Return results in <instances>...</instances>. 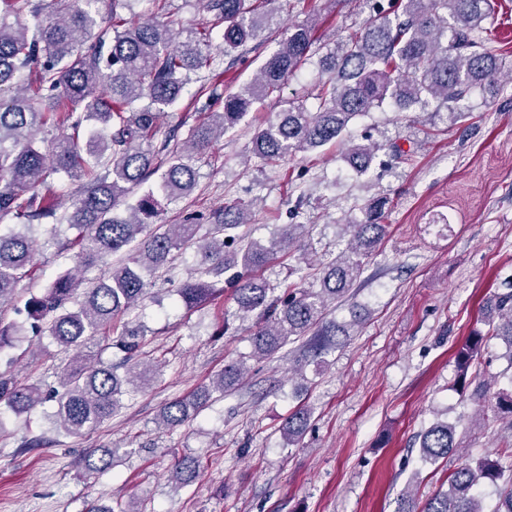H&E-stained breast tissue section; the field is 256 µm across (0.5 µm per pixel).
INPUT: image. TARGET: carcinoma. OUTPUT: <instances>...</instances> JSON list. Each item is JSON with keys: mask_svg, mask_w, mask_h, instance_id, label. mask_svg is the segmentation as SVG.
I'll list each match as a JSON object with an SVG mask.
<instances>
[{"mask_svg": "<svg viewBox=\"0 0 512 512\" xmlns=\"http://www.w3.org/2000/svg\"><path fill=\"white\" fill-rule=\"evenodd\" d=\"M97 0H54L51 13L41 0H0V220L19 223L0 232V308L15 306L21 281L35 265L34 229L52 225L60 251L80 247L79 265L58 275L44 290L32 294L17 312L31 329L48 324L60 345L75 351L73 363L60 378L54 423L65 434L82 436L117 415L125 396L147 388L160 363L139 358L144 333L125 329L112 339L114 319L147 295L143 266L157 271L173 252L195 246L200 255L197 278L177 288L183 304L214 302L222 293L205 277L232 272L234 299L244 315L259 311L261 326L254 333L252 356L268 357L286 343L313 336H347L349 329L327 320L328 305L349 292L366 259L386 234L380 219L389 204L374 196L364 206L365 219L346 225L351 239L324 267L320 288H302L285 299L254 270L269 264L276 249L257 242L238 249L240 227L252 222L251 204L239 203L211 217V232L202 243L199 225L169 224L148 231L167 205L190 196L198 179L195 157L222 138L247 115L252 105L280 94L288 77L317 64L327 75L311 96L314 108L290 100L252 138L251 153L265 164L298 152H312L329 143H342L351 120L388 104L403 112L431 103L455 115L454 106L475 92L493 98L502 89L501 77H512V64L482 40L491 0H395L384 8L379 0H365L370 16L325 55L314 59L313 27L300 24L288 30L280 48L261 65L254 79L238 92L224 95L222 111L188 127L185 138L155 137L167 110L179 100L192 77L211 75L212 86L224 75L212 52L213 30L226 56L251 41H265L279 27L278 14L313 0H285L272 9V0H207L213 28L198 30L182 24L168 11L169 0H154L162 16L145 21L120 13L126 0H112L106 18L91 9ZM57 131L37 140L44 129ZM377 143H351L344 158L357 173H366L379 150ZM65 174L77 186L62 196L71 198L72 212L57 214L42 191H54L48 179ZM158 176L159 192L149 190L129 201L134 189ZM77 231L60 237L61 222ZM305 225L286 224L279 248L300 240ZM121 264L95 278L85 271L117 253ZM488 330L473 331L455 355L458 379L468 370L484 341L502 339L512 366V290L497 293L480 307ZM25 335L22 324L0 323V353L12 349ZM122 354L117 364L83 358L94 339ZM11 356L0 371V401L20 415L43 400L36 384L18 381ZM244 371L243 362L224 367L211 389L188 399L167 403L159 424L164 430L186 423L210 397L230 386ZM494 380L481 382L479 398L512 429V388H498ZM312 410L298 406L283 425V438L292 445L306 430ZM456 425L438 420L419 435L421 460L436 463L456 451ZM114 451L90 448L83 456L85 470L98 474L112 466ZM504 471L496 460L464 464L448 476L447 487L435 492L420 512H485L481 488L498 490L493 512H512V477L498 484Z\"/></svg>", "mask_w": 512, "mask_h": 512, "instance_id": "obj_1", "label": "carcinoma"}]
</instances>
